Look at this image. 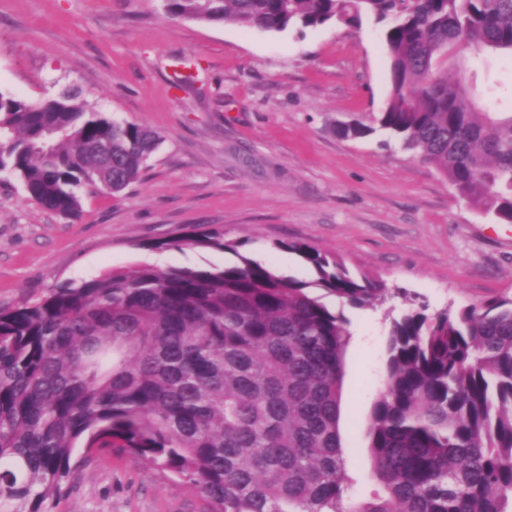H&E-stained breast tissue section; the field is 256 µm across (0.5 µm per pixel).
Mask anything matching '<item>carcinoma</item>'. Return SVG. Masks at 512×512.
Instances as JSON below:
<instances>
[{
  "label": "carcinoma",
  "mask_w": 512,
  "mask_h": 512,
  "mask_svg": "<svg viewBox=\"0 0 512 512\" xmlns=\"http://www.w3.org/2000/svg\"><path fill=\"white\" fill-rule=\"evenodd\" d=\"M165 9L267 32L383 24L391 88L381 127L512 223V111L484 112L461 78L448 81L450 57L512 56V0H165ZM160 141L91 111L75 85L40 102L0 92V172L65 217L81 212L77 188L115 193L137 181ZM183 245L237 262L114 269L0 313V512H53L79 446L151 463L198 489L211 512H508L512 298L390 320L367 430L377 488L355 500L339 429L342 307H375L386 283L304 242L273 247L297 256L309 281L240 253L218 230L154 248Z\"/></svg>",
  "instance_id": "cac0c4a2"
}]
</instances>
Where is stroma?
I'll list each match as a JSON object with an SVG mask.
<instances>
[{
    "label": "stroma",
    "instance_id": "stroma-1",
    "mask_svg": "<svg viewBox=\"0 0 512 512\" xmlns=\"http://www.w3.org/2000/svg\"><path fill=\"white\" fill-rule=\"evenodd\" d=\"M466 77L512 94V57L469 54ZM72 83L95 110L148 126L161 143L123 191L83 189L76 220L0 174V312L116 268L234 263L172 247L191 230L223 231L242 254L303 280L309 272L274 242L336 255L392 290L376 308L343 309L351 338L340 432L345 472L364 495L390 317L512 297V224L462 199L385 131L336 133L337 122L369 124L385 108L381 25L273 33L176 18L162 0H0V90L34 102ZM77 455L83 463L54 512H210L196 489L135 455Z\"/></svg>",
    "mask_w": 512,
    "mask_h": 512
}]
</instances>
